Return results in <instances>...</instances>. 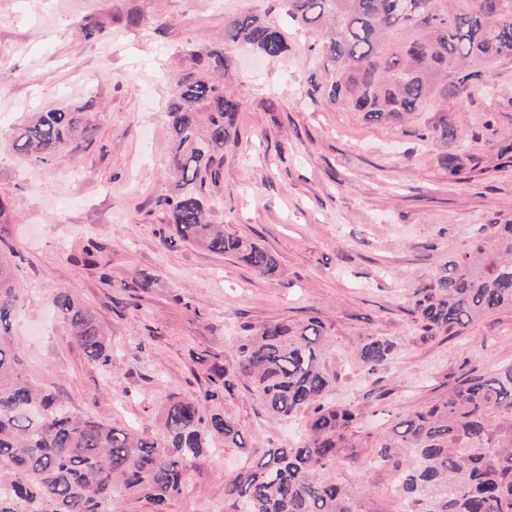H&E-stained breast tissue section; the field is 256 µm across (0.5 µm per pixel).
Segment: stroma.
<instances>
[{
  "label": "stroma",
  "mask_w": 512,
  "mask_h": 512,
  "mask_svg": "<svg viewBox=\"0 0 512 512\" xmlns=\"http://www.w3.org/2000/svg\"><path fill=\"white\" fill-rule=\"evenodd\" d=\"M277 19L279 0H0V135L32 113L94 100L93 142L35 168L0 151V241L22 288L10 337L29 382L60 392L71 409L112 426L158 427L171 396L206 385L200 357L234 359V340L265 324L310 316L328 327L330 399L356 404L355 461L332 475L358 512H395L390 469H369L377 437L400 416L446 395L471 373L512 363V309L461 335L423 341L411 314L449 254L483 224H512V62L491 65L495 87L449 104L460 126L449 143L426 137L437 113L370 125L314 101L323 61L315 31L292 33L277 61L236 51L232 84L244 100L238 136L224 147L213 223L274 253L280 272L173 241L155 206L167 186L168 109L174 77L195 52L222 42L227 18ZM142 18L128 26L129 13ZM102 27L86 40L88 23ZM455 154L449 175L443 158ZM93 261L81 263L87 243ZM153 286L141 290L140 275ZM68 290L108 330L114 365L90 362L56 316ZM399 344L366 373L365 337ZM247 450L216 445L188 468L173 512H224V483L264 449L295 440L302 425L272 424L246 386L224 401Z\"/></svg>",
  "instance_id": "35a3bbf8"
}]
</instances>
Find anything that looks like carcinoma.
Listing matches in <instances>:
<instances>
[{"label":"carcinoma","instance_id":"cac0c4a2","mask_svg":"<svg viewBox=\"0 0 512 512\" xmlns=\"http://www.w3.org/2000/svg\"><path fill=\"white\" fill-rule=\"evenodd\" d=\"M297 29L316 30L327 103L367 123L396 125L417 112H443L472 90L493 86L486 64L512 60V0H282ZM224 44L246 45L268 60L288 52L282 22L252 12L224 24ZM224 49L195 54V70L173 93L171 189L157 206L184 242L230 255L262 276H276V256L208 221L224 145L236 135L242 98L231 86ZM91 101L37 112L12 133V149L34 165L92 143L99 113ZM427 134L443 142L458 126L440 118ZM21 288L0 253V512H112L120 498L172 512L186 470L220 441L246 449L224 396L244 380L275 422L302 414L297 442L270 448L225 481L233 512H356L329 470L353 458L347 432L363 421L354 404L328 398L336 381L325 360L327 328L312 316L294 327L264 325L242 336L232 364L206 365L200 396L168 399L156 431L117 429L71 412L49 387L29 383L9 338ZM424 336L459 335L487 314L512 309V224L448 256L436 280L414 292ZM59 318L86 358L112 364L106 334L66 290L53 298ZM397 344L369 336L357 352L367 373L387 364ZM375 467L394 474L397 512H512V363L472 375L439 400L399 419L375 446Z\"/></svg>","mask_w":512,"mask_h":512}]
</instances>
